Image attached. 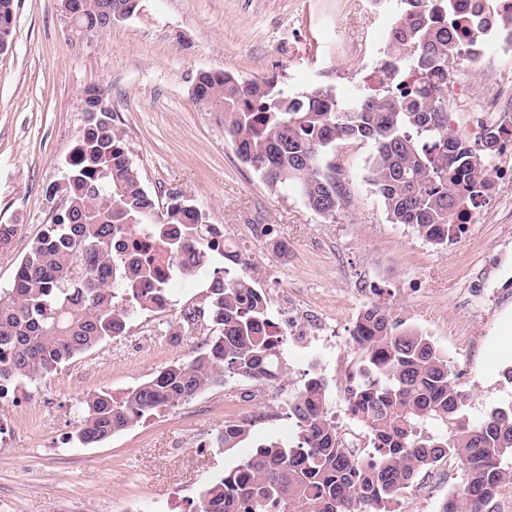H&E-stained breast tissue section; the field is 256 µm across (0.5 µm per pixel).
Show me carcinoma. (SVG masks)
Returning <instances> with one entry per match:
<instances>
[{
	"mask_svg": "<svg viewBox=\"0 0 512 512\" xmlns=\"http://www.w3.org/2000/svg\"><path fill=\"white\" fill-rule=\"evenodd\" d=\"M460 0H398L376 93L339 100L327 90L290 91L274 77L242 80L225 71L197 77V104L224 113V132L241 161L272 188L297 190L323 217L343 206L336 166L325 163L338 140L372 146L369 177L387 216L439 246L465 231L462 215L493 187L490 167L505 130L475 142L450 128L444 92L433 83L465 48L507 27L495 0H479L462 25ZM66 209L44 226L0 291V397L17 381H42L91 348L122 335L128 312L165 309L168 283L148 255L122 257L113 241L137 224L186 275L224 253V233L181 195L159 217L142 186L111 112L79 132L65 186ZM208 314L217 326L204 349L176 360L117 399L98 392L81 401L73 435L89 447L214 386L226 374L272 383L281 373L279 341L268 333L264 295L241 276L212 279ZM362 366L348 374V414L369 437L361 446L328 417V384L313 375L290 403L300 442L260 445L210 482L195 512H396L419 476L455 460L464 479L441 512H494L512 493V401L475 422L467 395L430 337L403 328L384 304L357 316ZM242 420L224 422L211 447H238Z\"/></svg>",
	"mask_w": 512,
	"mask_h": 512,
	"instance_id": "cac0c4a2",
	"label": "carcinoma"
}]
</instances>
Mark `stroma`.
I'll return each mask as SVG.
<instances>
[{
    "mask_svg": "<svg viewBox=\"0 0 512 512\" xmlns=\"http://www.w3.org/2000/svg\"><path fill=\"white\" fill-rule=\"evenodd\" d=\"M395 17V0H140L132 16L78 39L61 0H15L12 40L0 52V224L15 225L16 234L0 248V290L52 219L47 194L62 180L83 123L81 95L94 85L157 210L176 194L192 199L225 238L244 244L235 272L271 309L289 302L334 327L328 343L288 337L282 378L296 392L322 375L344 432L360 430L344 401L345 373L361 362L352 331L358 312L379 300L447 355L472 419L511 399L503 377L512 366L511 152L493 160L494 187L466 232L437 247L388 220L368 180L369 143L342 140L330 151L344 205L325 218L243 164L223 119L192 97L197 75L215 70L344 96L384 60ZM457 75L473 94L449 102L451 128L472 140L474 117L512 80V66L461 67ZM213 271L206 266L173 289L167 313L135 312L125 335L0 400V512H193L204 487L257 446L296 443L286 415H250V380L208 389L102 444L72 440L87 395H122L195 356L210 324H187L184 314L206 305ZM242 419L249 435L239 448H211L225 421ZM462 479L456 463H442L415 481L397 510L439 512Z\"/></svg>",
    "mask_w": 512,
    "mask_h": 512,
    "instance_id": "obj_1",
    "label": "stroma"
}]
</instances>
